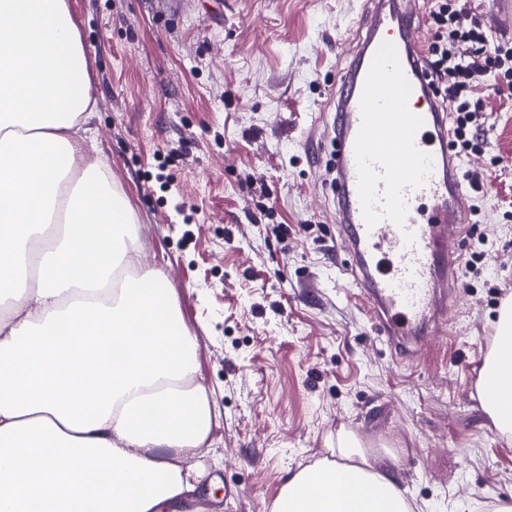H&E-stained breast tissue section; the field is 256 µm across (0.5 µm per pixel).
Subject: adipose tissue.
Listing matches in <instances>:
<instances>
[{
    "instance_id": "adipose-tissue-1",
    "label": "adipose tissue",
    "mask_w": 512,
    "mask_h": 512,
    "mask_svg": "<svg viewBox=\"0 0 512 512\" xmlns=\"http://www.w3.org/2000/svg\"><path fill=\"white\" fill-rule=\"evenodd\" d=\"M96 113L67 0H0V512H177L212 423L189 384L195 338L141 268L125 197L77 170L71 137ZM137 268L133 277L121 267ZM512 305L481 403L512 433ZM273 512H412L350 433L293 473Z\"/></svg>"
}]
</instances>
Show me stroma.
<instances>
[{"label": "stroma", "mask_w": 512, "mask_h": 512, "mask_svg": "<svg viewBox=\"0 0 512 512\" xmlns=\"http://www.w3.org/2000/svg\"><path fill=\"white\" fill-rule=\"evenodd\" d=\"M79 18L102 168L195 336L215 417L194 462L197 512H271L288 478L351 432L391 464L413 512L512 505V436L481 406L479 373L512 298V90L473 101L484 144L462 175L488 188L457 244L447 337L396 354L351 274L331 191L333 99L369 0H69ZM487 49L512 18L469 0ZM289 235H281L280 226Z\"/></svg>", "instance_id": "35a3bbf8"}]
</instances>
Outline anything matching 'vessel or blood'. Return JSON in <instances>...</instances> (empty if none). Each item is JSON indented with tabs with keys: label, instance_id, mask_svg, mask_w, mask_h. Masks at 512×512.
Wrapping results in <instances>:
<instances>
[{
	"label": "vessel or blood",
	"instance_id": "1",
	"mask_svg": "<svg viewBox=\"0 0 512 512\" xmlns=\"http://www.w3.org/2000/svg\"><path fill=\"white\" fill-rule=\"evenodd\" d=\"M332 125L336 222L353 274L386 336L405 356L444 337L469 193L449 146V112L422 65L417 0H370Z\"/></svg>",
	"mask_w": 512,
	"mask_h": 512
}]
</instances>
